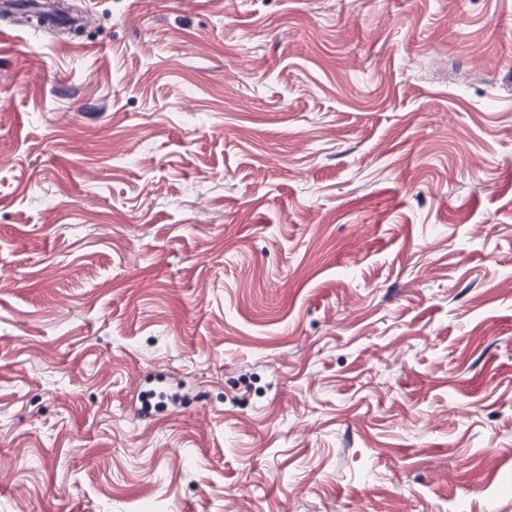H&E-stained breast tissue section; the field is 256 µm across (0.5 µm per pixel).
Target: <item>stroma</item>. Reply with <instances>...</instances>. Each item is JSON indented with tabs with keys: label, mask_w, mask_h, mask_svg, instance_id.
<instances>
[{
	"label": "stroma",
	"mask_w": 512,
	"mask_h": 512,
	"mask_svg": "<svg viewBox=\"0 0 512 512\" xmlns=\"http://www.w3.org/2000/svg\"><path fill=\"white\" fill-rule=\"evenodd\" d=\"M0 35V512H512V0H77Z\"/></svg>",
	"instance_id": "obj_1"
}]
</instances>
